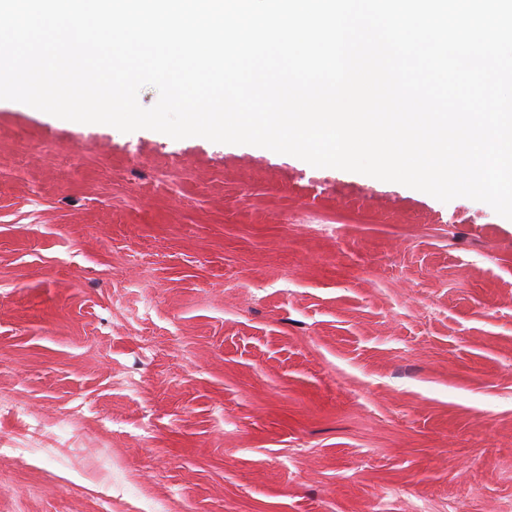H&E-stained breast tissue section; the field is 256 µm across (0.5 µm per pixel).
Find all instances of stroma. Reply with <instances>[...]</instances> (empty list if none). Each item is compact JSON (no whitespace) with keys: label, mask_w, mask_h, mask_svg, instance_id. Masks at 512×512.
I'll return each mask as SVG.
<instances>
[{"label":"stroma","mask_w":512,"mask_h":512,"mask_svg":"<svg viewBox=\"0 0 512 512\" xmlns=\"http://www.w3.org/2000/svg\"><path fill=\"white\" fill-rule=\"evenodd\" d=\"M512 512V220L0 100V512Z\"/></svg>","instance_id":"stroma-1"}]
</instances>
